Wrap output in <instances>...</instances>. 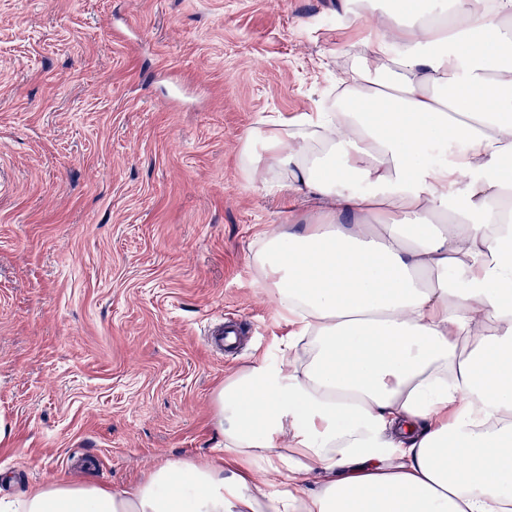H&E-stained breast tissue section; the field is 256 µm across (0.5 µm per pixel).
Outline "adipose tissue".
Returning <instances> with one entry per match:
<instances>
[{
    "label": "adipose tissue",
    "instance_id": "obj_1",
    "mask_svg": "<svg viewBox=\"0 0 512 512\" xmlns=\"http://www.w3.org/2000/svg\"><path fill=\"white\" fill-rule=\"evenodd\" d=\"M450 2L398 0L337 104L243 143L311 220L254 254L290 330L278 365L215 394L224 457L121 490L44 483L0 512H512V0ZM446 138L466 150L424 163ZM287 471L319 489L281 491Z\"/></svg>",
    "mask_w": 512,
    "mask_h": 512
}]
</instances>
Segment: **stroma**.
Returning <instances> with one entry per match:
<instances>
[{"instance_id":"stroma-1","label":"stroma","mask_w":512,"mask_h":512,"mask_svg":"<svg viewBox=\"0 0 512 512\" xmlns=\"http://www.w3.org/2000/svg\"><path fill=\"white\" fill-rule=\"evenodd\" d=\"M338 0H0V495L220 455L212 396L288 326L265 233L308 216L242 140L335 95ZM239 318L247 347L206 337Z\"/></svg>"}]
</instances>
